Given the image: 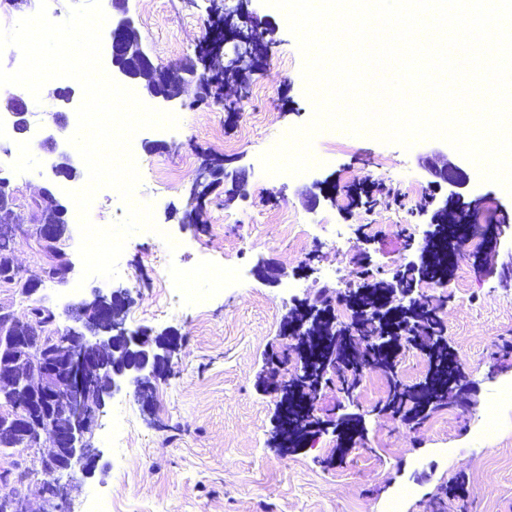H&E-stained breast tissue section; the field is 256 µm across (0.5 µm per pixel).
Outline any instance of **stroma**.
Here are the masks:
<instances>
[{"label": "stroma", "mask_w": 512, "mask_h": 512, "mask_svg": "<svg viewBox=\"0 0 512 512\" xmlns=\"http://www.w3.org/2000/svg\"><path fill=\"white\" fill-rule=\"evenodd\" d=\"M128 8L161 66L196 59L221 15L261 28L266 47L227 84L223 102L188 83L170 106L181 115L178 127L140 131L132 143L141 174L135 198L151 203L156 223L180 242L172 263L160 261L163 242L141 231L125 245L119 278L86 279L78 265L66 285L48 282L41 290L63 326L68 306L93 291L128 290L129 330L179 338L150 403L130 386L107 400L94 439L99 461L91 477L78 478L72 512H91L99 500L111 501L112 512H388L393 503L397 512H458L450 490L459 482L472 512H512V405L489 406L500 387L512 385V361L488 356L500 337L512 335V227L502 222L512 218V193L480 182L481 246L465 260V280L426 277L413 290L435 307L462 387L447 390L413 428L383 412L389 375L370 367L352 394L322 387L312 404L315 427L281 451L272 439L280 416L268 366L284 359L289 374L300 373L290 327L301 305L325 300L345 308L344 282L356 258L394 270L429 260L433 214L448 190L434 183L425 158L444 142L406 149L324 128L313 139L310 169L265 175L260 155L313 116L304 59L283 13L262 0H129ZM56 89L49 83L40 95L35 133L0 141V168L30 193L48 178L38 130L53 124ZM208 159L224 173L199 205L193 194ZM164 175L170 185L158 184ZM365 181L398 190L405 207H392L383 194L372 205L359 203L353 190ZM405 227L414 236L408 247L400 237ZM298 228L303 236H295ZM231 264L241 281L210 288L204 306L183 302L169 285L176 268L209 287L210 275ZM268 268L279 282L265 276ZM120 404L128 422L116 433L112 413ZM490 417L499 430L487 438L479 426ZM51 448L46 437L41 452L0 457V471L14 460L29 470L30 512H46L40 488L55 475L42 455Z\"/></svg>", "instance_id": "1"}]
</instances>
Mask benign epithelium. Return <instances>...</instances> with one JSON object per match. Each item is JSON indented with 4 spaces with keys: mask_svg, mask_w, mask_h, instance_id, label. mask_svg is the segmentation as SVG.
Listing matches in <instances>:
<instances>
[{
    "mask_svg": "<svg viewBox=\"0 0 512 512\" xmlns=\"http://www.w3.org/2000/svg\"><path fill=\"white\" fill-rule=\"evenodd\" d=\"M110 13V57L112 71L118 77L136 83L143 94L159 105L181 98L182 87L190 78L203 85V75L213 71L212 61L222 56L223 40H213L199 53L198 61L179 64L176 69L157 66L146 53L139 30L129 16L128 0H108ZM255 57L251 39L242 37L234 57L227 65H219L237 74L246 60ZM0 111L11 115L13 130L23 136L30 132L33 110L29 97L15 95ZM51 158L48 159V186L35 195H27L17 187L0 189V238L29 240L37 266L36 276L43 279L54 269L53 248L71 239L66 218L57 224H43L32 237L23 225L15 222L16 210L30 214L41 212L48 204H60L57 186L76 179L72 156L58 149L54 133L45 137ZM437 161L429 172L448 185V199L463 201L461 190L469 184L462 168L448 159V154L435 150ZM129 303L128 291L116 289L108 295L100 292L69 310L76 325L64 329L57 325V316L50 313L52 336L45 339L41 327L19 319L10 306L0 304V397L9 400L11 415H0V436L16 448H40L44 432L29 426L26 410L50 421L48 432L53 441L56 462L51 471L88 475L99 454L92 444L100 415L122 380L134 384L135 396L149 402L151 379L169 365L177 339L160 334L154 338L125 326L124 313ZM309 428L305 422L282 420L275 445L287 449L297 436ZM51 512H69L73 485L60 480L45 485Z\"/></svg>",
    "mask_w": 512,
    "mask_h": 512,
    "instance_id": "benign-epithelium-1",
    "label": "benign epithelium"
}]
</instances>
